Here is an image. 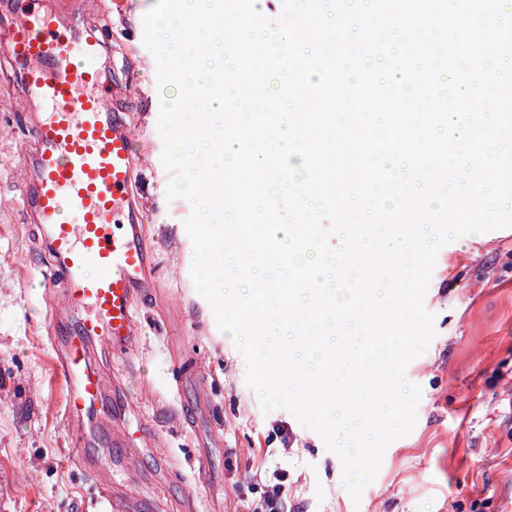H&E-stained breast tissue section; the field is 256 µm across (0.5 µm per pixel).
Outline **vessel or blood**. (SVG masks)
Returning a JSON list of instances; mask_svg holds the SVG:
<instances>
[{
	"label": "vessel or blood",
	"mask_w": 512,
	"mask_h": 512,
	"mask_svg": "<svg viewBox=\"0 0 512 512\" xmlns=\"http://www.w3.org/2000/svg\"><path fill=\"white\" fill-rule=\"evenodd\" d=\"M41 2L14 0L22 19L0 28V51L25 82V102L43 107L27 131L35 186L23 204L50 259L45 285L59 289L61 310L75 323L55 356L71 424L110 422L123 445L130 435L106 403L120 384L94 353L130 360L136 306L154 293L155 255L134 192L139 158L109 100L108 46L98 27L80 0L53 9Z\"/></svg>",
	"instance_id": "obj_1"
}]
</instances>
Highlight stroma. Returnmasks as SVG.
I'll use <instances>...</instances> for the list:
<instances>
[{"mask_svg":"<svg viewBox=\"0 0 512 512\" xmlns=\"http://www.w3.org/2000/svg\"><path fill=\"white\" fill-rule=\"evenodd\" d=\"M157 0H127L101 24L105 66L131 115L138 205L156 255V302L138 308L128 364L97 352L122 377L131 428L147 436L129 452L94 430L89 474L70 461L75 432L50 345L54 295L48 256L19 201V147L27 118L12 111L20 83L0 70V512H98V491L128 486L142 512H259V474L285 473V512H512V227L460 237L437 256L424 299L436 335L405 375L421 388L412 432L392 442L359 501L339 458L287 410L263 413L245 383V360L221 332L190 277L191 212L168 199L157 129V66L141 21Z\"/></svg>","mask_w":512,"mask_h":512,"instance_id":"obj_1","label":"stroma"}]
</instances>
